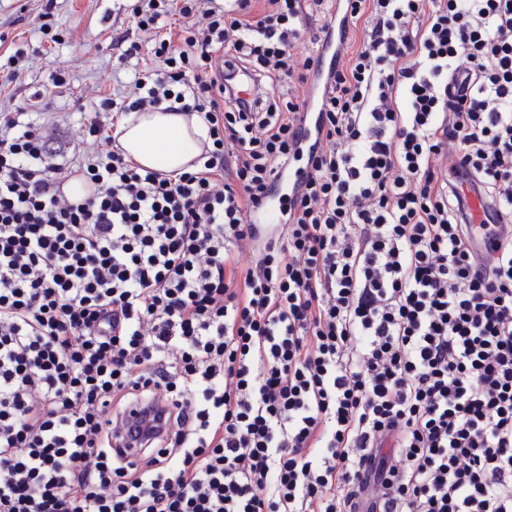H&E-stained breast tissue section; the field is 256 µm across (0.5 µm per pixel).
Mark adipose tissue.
I'll list each match as a JSON object with an SVG mask.
<instances>
[{
	"instance_id": "obj_1",
	"label": "adipose tissue",
	"mask_w": 512,
	"mask_h": 512,
	"mask_svg": "<svg viewBox=\"0 0 512 512\" xmlns=\"http://www.w3.org/2000/svg\"><path fill=\"white\" fill-rule=\"evenodd\" d=\"M118 130L127 157L165 174L183 172L207 138V127L199 117L163 110L130 113Z\"/></svg>"
}]
</instances>
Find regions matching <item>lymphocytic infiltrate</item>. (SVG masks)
I'll list each match as a JSON object with an SVG mask.
<instances>
[{
	"label": "lymphocytic infiltrate",
	"mask_w": 512,
	"mask_h": 512,
	"mask_svg": "<svg viewBox=\"0 0 512 512\" xmlns=\"http://www.w3.org/2000/svg\"><path fill=\"white\" fill-rule=\"evenodd\" d=\"M322 3L183 0L102 101L203 117L189 171L110 136L74 206L65 141L0 113V512H512V0H343L363 43L304 152L319 61L291 50ZM463 189L467 194L469 208L472 214V223L475 227L478 224H484L488 221V214L491 213L488 201L481 195L470 190L467 184H463ZM278 199V197H276ZM276 198L267 203L259 204L251 213H248L249 224H279L281 221V206L275 203Z\"/></svg>",
	"instance_id": "obj_1"
}]
</instances>
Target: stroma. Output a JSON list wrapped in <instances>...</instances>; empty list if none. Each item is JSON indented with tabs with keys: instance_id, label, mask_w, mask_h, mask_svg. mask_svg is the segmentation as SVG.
<instances>
[{
	"instance_id": "1",
	"label": "stroma",
	"mask_w": 512,
	"mask_h": 512,
	"mask_svg": "<svg viewBox=\"0 0 512 512\" xmlns=\"http://www.w3.org/2000/svg\"><path fill=\"white\" fill-rule=\"evenodd\" d=\"M133 5V0H0V67L15 51L23 53L18 77L0 85V113H22L27 122L60 121L70 156L105 148L102 136L89 132L103 117L101 101L119 95L137 72L154 64L148 51L125 57L116 46L124 35L148 40L131 22ZM40 14L57 40L39 30Z\"/></svg>"
}]
</instances>
